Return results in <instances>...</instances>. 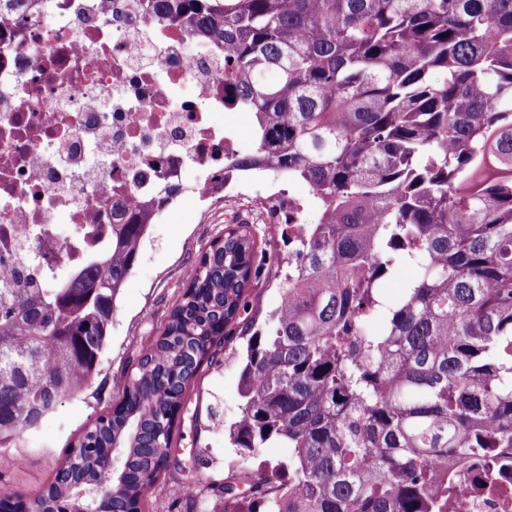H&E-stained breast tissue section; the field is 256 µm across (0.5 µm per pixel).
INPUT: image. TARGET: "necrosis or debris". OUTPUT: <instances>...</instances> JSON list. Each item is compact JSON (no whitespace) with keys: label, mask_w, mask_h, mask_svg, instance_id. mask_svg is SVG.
I'll return each instance as SVG.
<instances>
[{"label":"necrosis or debris","mask_w":512,"mask_h":512,"mask_svg":"<svg viewBox=\"0 0 512 512\" xmlns=\"http://www.w3.org/2000/svg\"><path fill=\"white\" fill-rule=\"evenodd\" d=\"M227 108L216 49L142 0H0V270L34 252L60 276L80 266L113 201L161 214L166 185L212 196L239 152L212 120ZM491 469L478 483L470 462L448 512H512V460Z\"/></svg>","instance_id":"obj_1"}]
</instances>
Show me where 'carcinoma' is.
Segmentation results:
<instances>
[{"mask_svg":"<svg viewBox=\"0 0 512 512\" xmlns=\"http://www.w3.org/2000/svg\"><path fill=\"white\" fill-rule=\"evenodd\" d=\"M224 51V99L254 115L234 172L304 182L315 224L292 245L279 304L254 287L274 257L224 228L142 356L26 501L94 512L105 491L141 512L168 466L174 409L236 331L237 415L208 427L246 462L210 490L224 512H448L457 467L512 454V0H146ZM154 221L112 204L105 239L62 279L0 272V448H19L91 384L112 311ZM415 274L387 288L402 268Z\"/></svg>","mask_w":512,"mask_h":512,"instance_id":"1","label":"carcinoma"}]
</instances>
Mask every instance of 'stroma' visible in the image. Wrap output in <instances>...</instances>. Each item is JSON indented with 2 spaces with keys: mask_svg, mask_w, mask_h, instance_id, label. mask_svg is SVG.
I'll return each instance as SVG.
<instances>
[{
  "mask_svg": "<svg viewBox=\"0 0 512 512\" xmlns=\"http://www.w3.org/2000/svg\"><path fill=\"white\" fill-rule=\"evenodd\" d=\"M280 190L297 199L308 195L303 182L265 171L224 188L223 202H175L151 225L140 257L117 298L111 336L92 383L65 401L38 430L27 433L25 447L17 451L21 463L0 474V491L30 498L53 480L70 447L77 445L100 414L119 403L115 379L136 370L210 242L223 233L235 213L250 223L252 232H259L253 203ZM216 357L217 364H202L184 392L169 465L146 491L142 512H195L193 503L172 500L171 487L193 475L220 481L233 459L231 449L224 445L223 432L208 429L207 414L213 404L219 405L225 416L236 412L239 369L228 362L227 350H218Z\"/></svg>",
  "mask_w": 512,
  "mask_h": 512,
  "instance_id": "obj_1",
  "label": "stroma"
}]
</instances>
